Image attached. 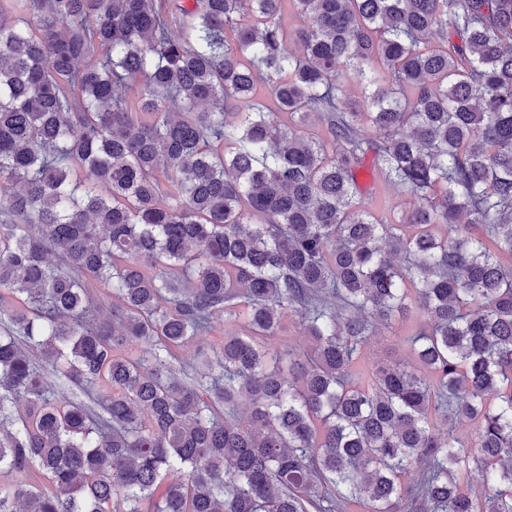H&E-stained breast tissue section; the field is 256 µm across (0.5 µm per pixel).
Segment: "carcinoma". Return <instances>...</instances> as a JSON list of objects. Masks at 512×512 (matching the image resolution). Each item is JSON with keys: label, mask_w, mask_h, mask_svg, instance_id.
Returning <instances> with one entry per match:
<instances>
[{"label": "carcinoma", "mask_w": 512, "mask_h": 512, "mask_svg": "<svg viewBox=\"0 0 512 512\" xmlns=\"http://www.w3.org/2000/svg\"><path fill=\"white\" fill-rule=\"evenodd\" d=\"M0 181V512H512V0H0ZM369 169V167H367ZM365 169L360 180L366 184L368 188L372 189L374 196L378 203L390 200L395 205H400L404 208V203L408 202V197L399 196L392 186H390L379 173H372L370 170ZM302 328L298 323V318L292 315H286L282 320V329L280 336H276L274 342L281 343L284 341L287 344L303 348L306 346L305 338L303 337ZM217 331L212 336H201L199 340L192 341L186 346L182 347L178 352V360L175 363L177 370H190L191 366L195 363V350L197 349V342L216 343L224 338V330L229 329V326L224 327V317H217L214 319ZM203 343V344H204ZM406 323L404 319H400L393 323L389 328L381 326L378 335L374 336L370 344L364 350L366 360L378 361L386 358H406V349L399 345L396 336L404 335Z\"/></svg>", "instance_id": "1"}]
</instances>
